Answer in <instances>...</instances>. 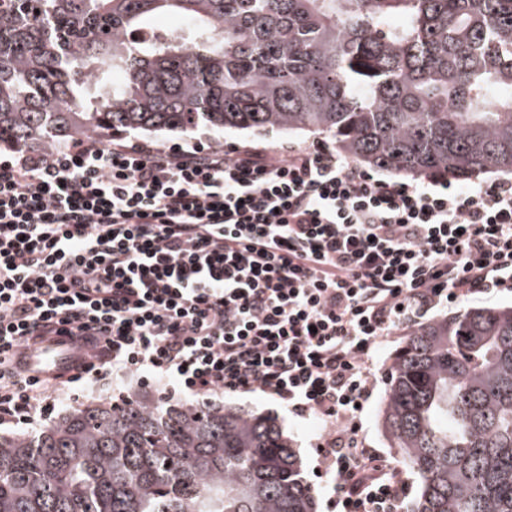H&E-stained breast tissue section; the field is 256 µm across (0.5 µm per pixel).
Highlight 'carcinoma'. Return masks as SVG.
<instances>
[{"mask_svg": "<svg viewBox=\"0 0 512 512\" xmlns=\"http://www.w3.org/2000/svg\"><path fill=\"white\" fill-rule=\"evenodd\" d=\"M199 127L321 131L414 178L512 171V0H0V147ZM379 425L417 478L406 512H512V306L416 329ZM0 512L316 503L275 418L138 390L0 434Z\"/></svg>", "mask_w": 512, "mask_h": 512, "instance_id": "cac0c4a2", "label": "carcinoma"}]
</instances>
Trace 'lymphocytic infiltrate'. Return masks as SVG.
Returning a JSON list of instances; mask_svg holds the SVG:
<instances>
[{
  "instance_id": "1",
  "label": "lymphocytic infiltrate",
  "mask_w": 512,
  "mask_h": 512,
  "mask_svg": "<svg viewBox=\"0 0 512 512\" xmlns=\"http://www.w3.org/2000/svg\"><path fill=\"white\" fill-rule=\"evenodd\" d=\"M505 291L511 179H387L325 141L85 135L0 156V425L50 419L69 389L22 357L73 336L91 359L72 382L147 375L316 418L332 512H400L406 482L361 435L373 354L433 310Z\"/></svg>"
}]
</instances>
